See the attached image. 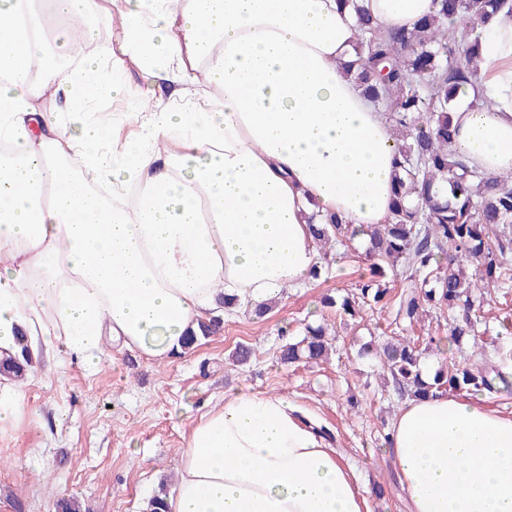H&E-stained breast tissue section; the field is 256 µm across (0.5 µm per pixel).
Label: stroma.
Listing matches in <instances>:
<instances>
[{"label": "stroma", "mask_w": 512, "mask_h": 512, "mask_svg": "<svg viewBox=\"0 0 512 512\" xmlns=\"http://www.w3.org/2000/svg\"><path fill=\"white\" fill-rule=\"evenodd\" d=\"M126 110L120 101L98 105L108 141L120 145L142 136ZM367 266L363 251L349 247L321 279L284 289L265 318L225 312L220 331L177 358L153 361L110 347L93 370L69 360L41 362L23 383L16 426L0 434V512H53L54 500L69 496L87 512H143L160 483L176 486L183 438L194 420L222 406L225 390L233 387L288 398L330 430L342 463L366 488L384 485V497L369 499L371 512H409L383 440L402 402L385 387L379 366L358 358L357 350L373 338L447 335L448 317L434 313L406 327L396 318L395 288L384 307L352 318L322 307L323 295L355 291ZM480 315L486 344L462 347L456 360L512 372V334L503 335L500 327L512 320V282L493 290ZM315 322L336 332L330 360L279 365L281 343ZM240 344L254 350L245 366L229 359ZM354 399L360 412L350 406Z\"/></svg>", "instance_id": "stroma-1"}]
</instances>
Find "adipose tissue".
I'll use <instances>...</instances> for the list:
<instances>
[{"label":"adipose tissue","instance_id":"ef3b65f1","mask_svg":"<svg viewBox=\"0 0 512 512\" xmlns=\"http://www.w3.org/2000/svg\"><path fill=\"white\" fill-rule=\"evenodd\" d=\"M413 28L433 0H359ZM355 5V6H358ZM347 0H123L121 56L64 59L46 16L104 0H0V354L96 367L106 340L162 361L221 304L275 298L318 260L311 218L354 226L392 211L397 141L352 78ZM482 86L450 114L472 166L512 171V16L478 30ZM136 66L145 89L132 91ZM218 100L162 108L155 88L197 69ZM59 100L41 111L43 98ZM129 101L138 141L114 148L92 104ZM412 512H512V413L467 395L406 400L387 442ZM168 512H369L367 496L301 411L233 389L191 426Z\"/></svg>","mask_w":512,"mask_h":512}]
</instances>
